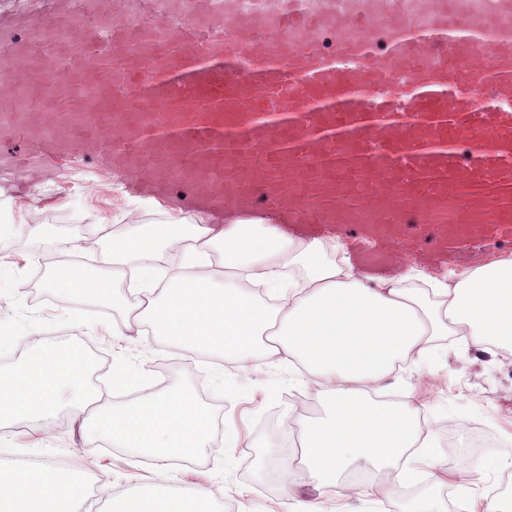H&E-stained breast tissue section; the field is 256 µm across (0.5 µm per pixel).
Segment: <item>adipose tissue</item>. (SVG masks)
<instances>
[{
	"instance_id": "ef3b65f1",
	"label": "adipose tissue",
	"mask_w": 512,
	"mask_h": 512,
	"mask_svg": "<svg viewBox=\"0 0 512 512\" xmlns=\"http://www.w3.org/2000/svg\"><path fill=\"white\" fill-rule=\"evenodd\" d=\"M184 253L199 267L210 251L224 254L223 273L158 272L157 247ZM340 261H331L327 251ZM110 267L57 268L51 286L63 302L81 297L121 305L128 264L150 283L135 316L170 353L208 351L243 367L260 357L298 362L328 402L324 416L302 430L301 458L317 490L348 498L344 479L357 460L377 472L397 463L417 442L419 409L410 401H380L383 382L399 362H419L442 337H463L477 352L512 349V256L449 270L425 290L406 288L413 268L400 258L402 278L362 276L340 242L283 236L268 217L228 224H129L112 237ZM86 489L65 468L0 464V512H73Z\"/></svg>"
}]
</instances>
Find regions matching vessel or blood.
I'll return each instance as SVG.
<instances>
[{
    "instance_id": "obj_1",
    "label": "vessel or blood",
    "mask_w": 512,
    "mask_h": 512,
    "mask_svg": "<svg viewBox=\"0 0 512 512\" xmlns=\"http://www.w3.org/2000/svg\"><path fill=\"white\" fill-rule=\"evenodd\" d=\"M41 0L0 30V173L99 155L188 207L274 212L294 237L354 231L369 278L399 255L512 248V0ZM111 21L107 36L81 26ZM336 32V49L317 40ZM407 77L399 89L398 77Z\"/></svg>"
}]
</instances>
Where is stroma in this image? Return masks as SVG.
<instances>
[{"instance_id":"obj_1","label":"stroma","mask_w":512,"mask_h":512,"mask_svg":"<svg viewBox=\"0 0 512 512\" xmlns=\"http://www.w3.org/2000/svg\"><path fill=\"white\" fill-rule=\"evenodd\" d=\"M179 216L174 201L161 197L149 203L147 192L115 174L105 158L79 151L47 158L27 182L10 180L0 195V221L9 229L0 249V326H34L38 340H74L86 346L99 359L91 382L104 405L166 391L179 376H187L199 398L236 430L239 445L225 447L223 433H216L202 462H168L172 482L185 487L184 475L192 471L202 475V487L215 491L224 512H270L269 501L286 502L275 477V461L295 455L290 439L298 437L303 422L324 411L322 399L302 383L296 367L272 362L242 369L217 353L172 355L141 326L113 335L112 325L125 318L126 308L97 313L90 310L89 300L77 298L65 311L49 286L56 269L53 256L62 251L64 240L81 237L79 255L94 267L122 225L133 220L161 224ZM441 345L432 361L395 367L384 390L400 401L413 398L420 408L418 434L433 436L444 460L455 454L448 445V422L462 419L490 433L495 447L475 454L484 465L482 476L460 481L448 474L436 491L422 477L386 496L380 495L379 482L371 480L359 495L326 500L327 512H407L410 503L431 499L441 512H501L498 483L512 478V351L479 354L458 336L443 339ZM119 367L140 370L144 387L113 386L112 372ZM276 430L282 443L272 448L268 439ZM77 448L94 460L110 458L112 464H72ZM0 458L23 467L72 466L87 489L75 512H104L113 496L158 482L152 457L134 456L103 440L85 447L80 418L71 408L54 416L46 428L28 421L0 427Z\"/></svg>"}]
</instances>
